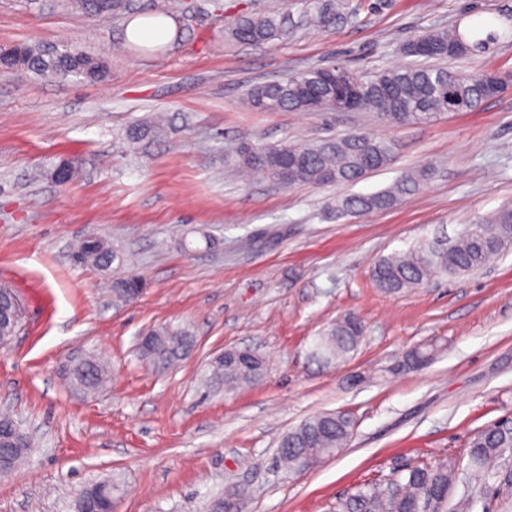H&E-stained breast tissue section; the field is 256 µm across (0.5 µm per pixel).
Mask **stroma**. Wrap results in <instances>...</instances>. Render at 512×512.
I'll use <instances>...</instances> for the list:
<instances>
[{
	"mask_svg": "<svg viewBox=\"0 0 512 512\" xmlns=\"http://www.w3.org/2000/svg\"><path fill=\"white\" fill-rule=\"evenodd\" d=\"M338 3L350 23L324 30L306 19L313 0H196L170 44L146 48L126 40L124 17L68 0H0V47L77 48L107 63L97 82L0 70V285L23 308L0 348V413L34 441L0 477V512H75L84 487L110 478L120 483L114 512H204L228 487L243 512H328L395 468L465 460L477 432L512 417V248L481 272L397 294L372 278L382 257L455 238L512 203V89L403 127L367 111L258 112L247 102L251 87L293 71L402 65L403 44L438 28L498 34L448 69L512 73V0ZM273 9L298 22L284 39L228 35L237 17ZM157 112L174 115L175 131L131 150L125 128ZM350 132L392 139L393 163L353 185L291 188L241 180L224 164L244 140ZM61 163L75 170L63 186L50 176ZM422 168L419 191L392 209L330 219L337 199ZM90 234L129 258L127 273L145 283L138 299L116 301L112 274L74 262ZM348 316L364 325L356 350L313 361L317 337ZM166 325L196 347L155 372L138 341ZM429 344L432 361L401 370L410 349ZM235 347L262 356V380L231 394L207 387L210 363ZM87 355L108 370L92 394L65 374ZM334 411L353 420L348 447L303 473L279 470V440Z\"/></svg>",
	"mask_w": 512,
	"mask_h": 512,
	"instance_id": "obj_1",
	"label": "stroma"
}]
</instances>
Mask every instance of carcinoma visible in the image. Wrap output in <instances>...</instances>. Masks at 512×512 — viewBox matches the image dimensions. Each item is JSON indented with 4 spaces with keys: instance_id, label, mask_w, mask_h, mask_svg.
Listing matches in <instances>:
<instances>
[{
    "instance_id": "carcinoma-1",
    "label": "carcinoma",
    "mask_w": 512,
    "mask_h": 512,
    "mask_svg": "<svg viewBox=\"0 0 512 512\" xmlns=\"http://www.w3.org/2000/svg\"><path fill=\"white\" fill-rule=\"evenodd\" d=\"M74 8L112 17L133 11L132 0H72ZM314 22L325 30L346 23V14L334 3L323 0L315 11ZM293 29L290 15L274 10L262 15L238 19L229 35L247 43H273ZM497 34L483 37L460 31L436 29L413 37L429 51L416 53L403 45V54L413 61L371 76L356 75L361 90L356 100L359 111L376 113L390 126L427 123L447 113V98L455 102V111L471 112L489 98L486 72H452L428 64L431 59L448 57V44L463 42L460 56L474 55L490 48ZM8 56L19 60L21 70L37 76L67 77L79 75L95 81L106 73L105 61L81 53L76 57L51 52L44 47L17 44ZM333 67H312L287 74L252 87L248 103L259 112H334L338 90L332 80ZM170 120L155 116L129 125L127 141L138 147L154 142L168 129ZM394 159L392 140L364 133L328 136L302 143L279 141L252 144L243 142L240 149L226 157L227 165L244 175H262L284 187L296 185L331 186L355 183L367 174L385 168ZM429 176L425 169L401 174L391 187L368 194L341 198L330 207L339 218L349 214H367L393 208L401 198L414 194ZM512 247V206H504L493 217L474 224L456 241L445 245L420 242L405 251L383 257L374 267L373 279L378 287L399 293L429 281L436 275L457 277L483 268L492 257ZM75 262L102 270L112 265L123 266V255L102 238L91 235L73 255ZM143 282L135 275L112 281V295L128 301L143 292ZM363 326L354 317H346L331 325L313 348L314 358L330 364L346 358L357 347ZM151 347L141 356L156 371H163L182 360L193 347L190 334L180 328L150 329ZM436 348L431 345L410 350L402 362L403 370L419 369L432 359ZM263 375V360L256 357L244 364L231 354L219 358L213 378L224 385V391L258 383ZM72 385L84 391L99 388L106 379L101 360L89 357L68 375ZM353 434L351 418L342 412H325L304 419L288 431L278 443L277 461L290 473L299 472L298 461L313 467L333 457L348 445ZM512 451V423L502 420L479 431L470 441L465 467L455 459L436 464H416L394 472L387 478L359 485L354 492L336 499L329 512H476L484 505L485 491L493 489L500 512H512V469L505 464V454ZM462 486L454 505H448L449 492Z\"/></svg>"
}]
</instances>
